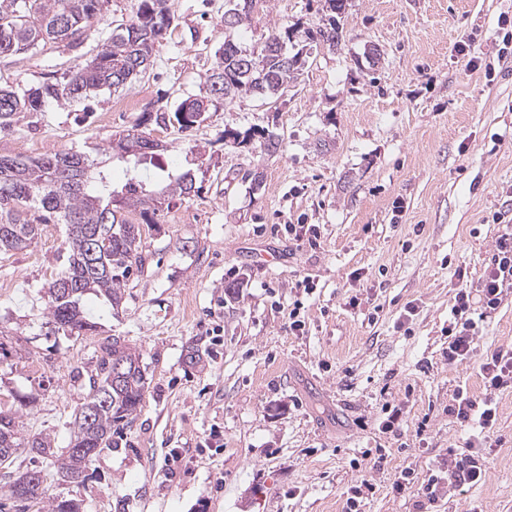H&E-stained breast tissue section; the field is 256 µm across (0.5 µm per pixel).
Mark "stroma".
Wrapping results in <instances>:
<instances>
[{
	"label": "stroma",
	"mask_w": 512,
	"mask_h": 512,
	"mask_svg": "<svg viewBox=\"0 0 512 512\" xmlns=\"http://www.w3.org/2000/svg\"><path fill=\"white\" fill-rule=\"evenodd\" d=\"M136 4L107 0L78 46L1 58L0 84L62 80ZM169 6L179 26L145 74L21 115L0 155L79 152L123 180L113 135L147 106L171 111L199 94L229 35L225 0ZM325 15V0H268L231 35L257 48L272 28ZM341 27L287 89L215 102L187 132L154 128L171 169L201 163L198 191L152 224L128 212L148 263L119 310L87 299L97 332L64 336L46 317L65 225H40L28 248L0 254V408L33 397L25 437L66 448L112 338L139 354L147 379L122 441L84 482L57 480L30 453L0 469V486L33 468L49 474L46 498L5 512H48L57 496L84 512H344L364 480L362 512H415L421 493H394L393 482L405 467L425 481L452 448L483 454L485 479L424 512H512V388L495 395L493 430L460 424L448 412L458 387L479 395L483 383L475 363L444 355L456 292L479 285L512 225V0H346ZM127 99L133 110L120 109ZM228 130L263 132L278 148L233 144ZM289 224L315 225L321 249L298 245ZM259 250L273 262L251 261ZM305 279L312 294L296 290ZM298 301L299 336L289 329ZM475 342L482 355L512 347V295ZM393 407L400 427L382 432Z\"/></svg>",
	"instance_id": "stroma-1"
}]
</instances>
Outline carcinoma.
Returning <instances> with one entry per match:
<instances>
[{"label":"carcinoma","mask_w":512,"mask_h":512,"mask_svg":"<svg viewBox=\"0 0 512 512\" xmlns=\"http://www.w3.org/2000/svg\"><path fill=\"white\" fill-rule=\"evenodd\" d=\"M107 0H0V58L27 55L39 47L80 39L86 28L101 21ZM236 12L234 27L260 11L267 0H231ZM338 0H327L330 15L307 31L316 46L333 48L339 30ZM178 28L168 0H138L136 11L112 31L101 49L73 67L63 82H45L18 92L0 86V134L12 131L22 113L43 111L50 101L86 99L102 89L125 86L146 72L154 46ZM293 31L285 26L273 31L255 51L243 50L234 40H224L213 67L205 74L203 98L184 99L173 112L162 108L145 110L137 133L120 134L112 140L128 168L147 162L162 171L165 185L150 190L132 176L121 186L109 174L91 169L78 153H58L51 158L21 160L0 155V253L26 249L38 234L40 224L67 225L68 251L60 275L47 291V317L55 331L82 334L96 331L97 324L83 310L86 295L117 307L130 276L143 271L146 258L141 224H132L125 212L139 210L142 224L154 223L156 212L170 199L188 197L195 191L192 169L168 171L163 146L154 138L150 125L177 124L182 132L203 121L208 109L203 100H233L242 92H276L294 79L297 55L287 43ZM59 283L71 285L72 293L55 294ZM92 392L77 411L66 455L57 459L55 475L63 482L85 478L93 456L115 444L121 423L137 413L143 401L145 374L140 358L114 338L105 347ZM19 410L0 409V467H8L23 453L54 454L51 442L42 437L28 441L19 436Z\"/></svg>","instance_id":"obj_1"}]
</instances>
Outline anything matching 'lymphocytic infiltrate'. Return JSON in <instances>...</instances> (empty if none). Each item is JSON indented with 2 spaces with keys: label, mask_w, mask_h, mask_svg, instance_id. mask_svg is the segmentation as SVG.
<instances>
[{
  "label": "lymphocytic infiltrate",
  "mask_w": 512,
  "mask_h": 512,
  "mask_svg": "<svg viewBox=\"0 0 512 512\" xmlns=\"http://www.w3.org/2000/svg\"><path fill=\"white\" fill-rule=\"evenodd\" d=\"M512 292V231L502 233L496 241V251L477 290L459 289L454 297L448 321V362L452 365L477 361L484 393L477 396L468 389H458L449 411L464 424H475L484 430L497 422L494 403L496 391L512 387V349H497L478 355L475 345L477 323L472 316L474 304L487 311L498 309L508 293ZM485 478L484 465L479 455L452 448L448 451V466L436 474H429L424 482H417L411 469H402L394 484L397 493H404L409 485L420 484L428 501H435L443 489L450 486H474Z\"/></svg>",
  "instance_id": "f902f5d3"
}]
</instances>
